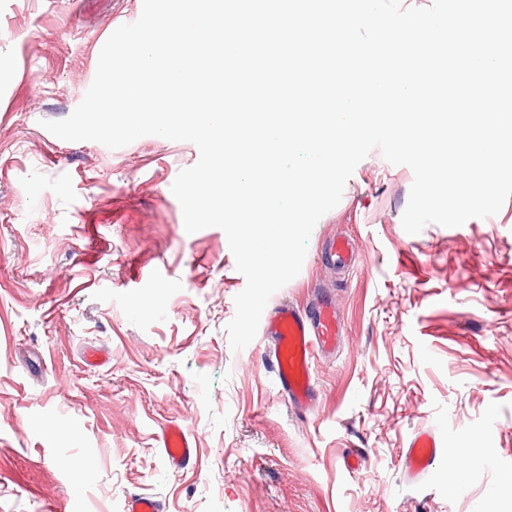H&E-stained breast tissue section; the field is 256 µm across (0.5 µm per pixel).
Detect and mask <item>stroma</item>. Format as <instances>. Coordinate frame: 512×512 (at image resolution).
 <instances>
[{
  "label": "stroma",
  "instance_id": "obj_1",
  "mask_svg": "<svg viewBox=\"0 0 512 512\" xmlns=\"http://www.w3.org/2000/svg\"><path fill=\"white\" fill-rule=\"evenodd\" d=\"M140 15L136 0H0V512H124L131 493L165 512H512V198L408 234L413 172L372 150L272 296L307 312L330 291L346 324L316 362L315 404L293 412L271 340L229 345L245 279L225 233L185 230L171 186L197 147L44 127ZM335 236L354 266L327 260ZM89 347L106 364L86 366ZM170 421L196 439V467L166 464ZM421 429L438 460L413 478Z\"/></svg>",
  "mask_w": 512,
  "mask_h": 512
}]
</instances>
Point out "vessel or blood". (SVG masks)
Instances as JSON below:
<instances>
[{"label": "vessel or blood", "instance_id": "obj_1", "mask_svg": "<svg viewBox=\"0 0 512 512\" xmlns=\"http://www.w3.org/2000/svg\"><path fill=\"white\" fill-rule=\"evenodd\" d=\"M262 332L275 342L273 365L278 387L293 409H309L317 397L312 375L315 356L334 351L344 334L335 299L330 293H318L308 313L291 302H277L265 310ZM156 442L172 468L179 470L196 464L197 450L177 423L163 426ZM436 459L434 435L427 431L415 434L406 454L407 470L416 475L425 473Z\"/></svg>", "mask_w": 512, "mask_h": 512}]
</instances>
